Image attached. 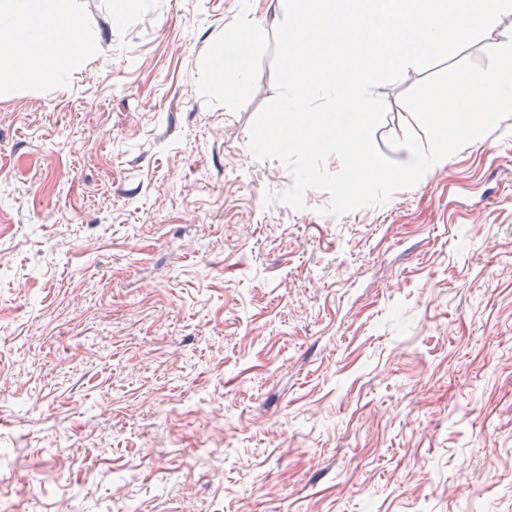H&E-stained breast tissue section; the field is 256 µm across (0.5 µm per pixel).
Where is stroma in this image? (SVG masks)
Returning <instances> with one entry per match:
<instances>
[{"instance_id": "35a3bbf8", "label": "stroma", "mask_w": 512, "mask_h": 512, "mask_svg": "<svg viewBox=\"0 0 512 512\" xmlns=\"http://www.w3.org/2000/svg\"><path fill=\"white\" fill-rule=\"evenodd\" d=\"M0 91V512H512V117L339 216L200 59L239 0H143ZM424 70L375 87L372 140Z\"/></svg>"}]
</instances>
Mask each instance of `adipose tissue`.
Returning <instances> with one entry per match:
<instances>
[{"mask_svg": "<svg viewBox=\"0 0 512 512\" xmlns=\"http://www.w3.org/2000/svg\"><path fill=\"white\" fill-rule=\"evenodd\" d=\"M76 0H0V86H29L80 69L96 38Z\"/></svg>", "mask_w": 512, "mask_h": 512, "instance_id": "ef3b65f1", "label": "adipose tissue"}]
</instances>
